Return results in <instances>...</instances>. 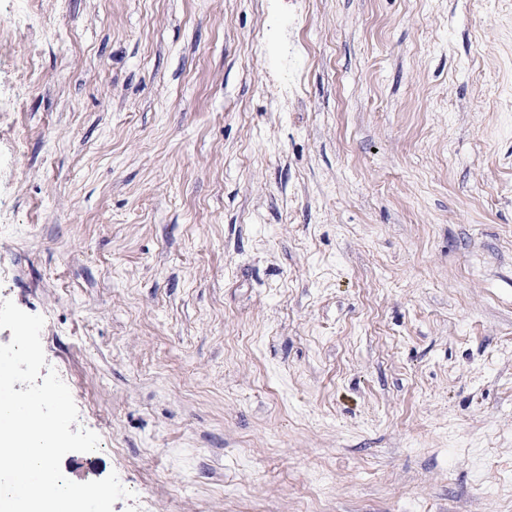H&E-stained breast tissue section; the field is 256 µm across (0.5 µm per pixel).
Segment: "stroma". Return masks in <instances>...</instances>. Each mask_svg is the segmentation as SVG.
Instances as JSON below:
<instances>
[{
	"label": "stroma",
	"instance_id": "35a3bbf8",
	"mask_svg": "<svg viewBox=\"0 0 512 512\" xmlns=\"http://www.w3.org/2000/svg\"><path fill=\"white\" fill-rule=\"evenodd\" d=\"M0 299L113 512H512V0H0Z\"/></svg>",
	"mask_w": 512,
	"mask_h": 512
}]
</instances>
